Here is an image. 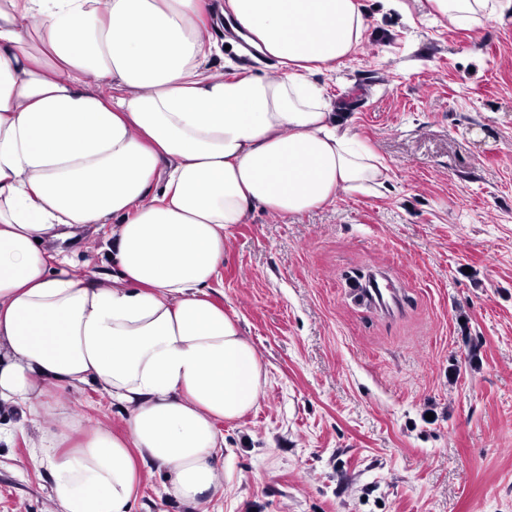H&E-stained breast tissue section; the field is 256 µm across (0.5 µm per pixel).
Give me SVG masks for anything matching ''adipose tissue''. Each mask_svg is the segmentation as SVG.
<instances>
[{
	"label": "adipose tissue",
	"instance_id": "adipose-tissue-1",
	"mask_svg": "<svg viewBox=\"0 0 512 512\" xmlns=\"http://www.w3.org/2000/svg\"><path fill=\"white\" fill-rule=\"evenodd\" d=\"M420 6L469 29L512 0ZM227 14L280 74L204 70ZM367 27L361 0H0V407L93 384L127 414L123 436L38 428L58 512H130L140 460L183 512L217 491L216 424L257 406L266 370L208 288L253 208L296 216L383 184L310 80ZM89 226L116 274L51 251Z\"/></svg>",
	"mask_w": 512,
	"mask_h": 512
}]
</instances>
